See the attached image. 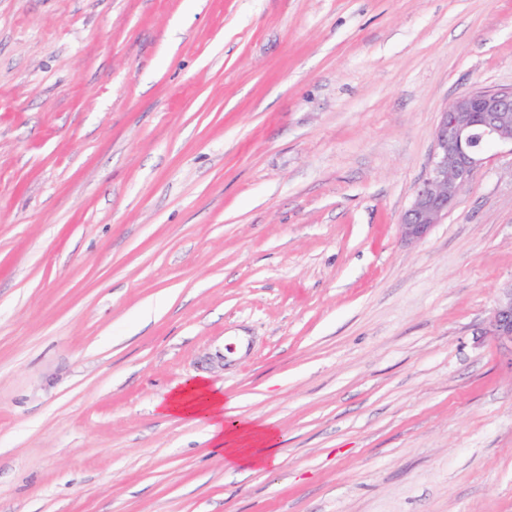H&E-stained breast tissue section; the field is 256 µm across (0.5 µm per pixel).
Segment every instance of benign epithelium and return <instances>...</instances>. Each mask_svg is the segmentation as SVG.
<instances>
[{
  "mask_svg": "<svg viewBox=\"0 0 512 512\" xmlns=\"http://www.w3.org/2000/svg\"><path fill=\"white\" fill-rule=\"evenodd\" d=\"M489 147L512 150V87L464 93L440 112L427 175L414 189L399 224L404 241H422L448 218ZM490 332L512 352V282L500 289Z\"/></svg>",
  "mask_w": 512,
  "mask_h": 512,
  "instance_id": "1",
  "label": "benign epithelium"
}]
</instances>
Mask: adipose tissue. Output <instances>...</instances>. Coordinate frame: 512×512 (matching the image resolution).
Instances as JSON below:
<instances>
[{"label":"adipose tissue","mask_w":512,"mask_h":512,"mask_svg":"<svg viewBox=\"0 0 512 512\" xmlns=\"http://www.w3.org/2000/svg\"><path fill=\"white\" fill-rule=\"evenodd\" d=\"M160 413L202 427L228 467L266 469L280 461L276 428L226 412L223 396L206 380L195 379L175 389Z\"/></svg>","instance_id":"obj_1"}]
</instances>
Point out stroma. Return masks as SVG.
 <instances>
[{
  "instance_id": "1",
  "label": "stroma",
  "mask_w": 512,
  "mask_h": 512,
  "mask_svg": "<svg viewBox=\"0 0 512 512\" xmlns=\"http://www.w3.org/2000/svg\"><path fill=\"white\" fill-rule=\"evenodd\" d=\"M510 86L512 0H0V512H512V150L399 233ZM488 147L512 150V87L464 93L440 112L427 175L399 224L404 241H422L447 219L484 163ZM499 290L490 319V332L497 343L512 354V281ZM164 417L202 427L217 454L230 468H273L280 462L279 435L269 424H257L224 411V397L205 379L175 389L160 407Z\"/></svg>"
}]
</instances>
